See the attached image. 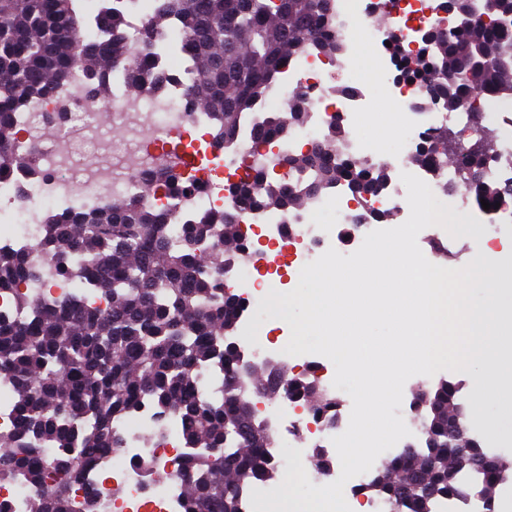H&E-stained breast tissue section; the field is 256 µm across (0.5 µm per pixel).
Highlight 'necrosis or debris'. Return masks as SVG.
I'll list each match as a JSON object with an SVG mask.
<instances>
[{
    "instance_id": "obj_1",
    "label": "necrosis or debris",
    "mask_w": 512,
    "mask_h": 512,
    "mask_svg": "<svg viewBox=\"0 0 512 512\" xmlns=\"http://www.w3.org/2000/svg\"><path fill=\"white\" fill-rule=\"evenodd\" d=\"M331 23L340 35L342 50L328 57L308 50L293 67L282 74L268 102L260 103L244 117L239 136L231 148L214 145L210 126L200 113L186 111L184 82L169 75L173 48L183 46L178 27H170L155 41L152 49L158 70L167 77L150 90L136 95L125 91L124 71L116 69L111 105L91 94L83 70H75L50 99L28 101L18 121L20 141L35 148V173H15L0 182V248L27 249L33 243V228L44 216L63 206L94 204L108 206L113 198L141 194L142 182L149 171L157 169L165 157L164 150L177 144L188 163L195 169L197 185L174 199L157 195L153 204L160 209L175 210L178 223L188 222L201 208L218 207L231 211L239 223L250 225L254 236L263 238L268 251H253V267L278 268L280 255L273 249L289 242L295 249L298 265L317 259L334 238L335 226L355 224L360 234L375 228L377 214L402 213L406 190L400 175L412 158L425 145L431 129L454 125L467 130L468 115L445 111L428 90L416 83L398 78L391 44H401L414 52L422 45L423 36L436 28L454 27L455 14L440 9L439 0H399L385 26L373 24L377 0H333ZM367 33L375 47V62L383 76L381 86H352L351 76L358 59L360 33ZM304 86L308 95L305 107L311 113L309 124L289 128L282 138L257 145L253 131L261 125L268 108L288 111L294 102V86ZM382 89L400 107L401 125L396 151L384 157L391 178L367 201H359L348 192H321L310 197L309 215L287 210L255 211L244 207L225 193L223 180L224 153L232 151L242 166L261 161L275 162L290 153L315 150L323 141L329 122H337L345 132L342 154L372 156L373 150L357 131L358 115L368 107L375 89ZM111 108L115 134L108 143V158L95 166H85L77 159L74 148L89 120L104 108ZM431 114L429 122H413V114ZM419 178L435 196H443L449 205L462 213L482 215L484 209L473 192L462 185L455 168L448 165H421ZM315 213H325L329 222L312 221ZM271 433H279L283 423H290L299 442L314 438L317 446L330 443L348 427L347 420L327 423L310 407L292 400H261L256 404ZM177 418H169L165 433L155 439L132 441L125 448L124 464H114L112 451H105L86 473L82 482L73 485V495L93 490L100 512H184L183 485L170 479L147 487L135 466L137 459L151 457L160 467H171L181 451ZM122 487L123 495H114V487Z\"/></svg>"
}]
</instances>
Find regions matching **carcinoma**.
Here are the masks:
<instances>
[{"label": "carcinoma", "instance_id": "cac0c4a2", "mask_svg": "<svg viewBox=\"0 0 512 512\" xmlns=\"http://www.w3.org/2000/svg\"><path fill=\"white\" fill-rule=\"evenodd\" d=\"M328 0H162L141 37L151 43L163 22L175 15L190 60L185 106L202 107L213 142H231L241 120L264 99L288 63L315 47L326 56L341 41L327 19ZM460 23L453 30L424 35L416 53L399 47L398 76L424 83L448 110L474 107V95H512V0H488L489 20L470 18L471 0H442ZM85 26L75 0H0V178L31 165L16 148L17 122L30 98L53 97L80 66L95 82L90 91L111 97L112 67L129 73L128 88L145 89L155 70L147 55L126 53L129 20L122 10L104 15L102 42L80 43ZM303 101L267 117L255 137L266 143L288 127L307 121ZM341 128L330 125L322 154H290L288 170L311 177L289 186L274 166H254L227 180L228 194L264 210L297 209L323 188L343 185L359 198L386 183L370 160L339 156ZM491 148L470 150L460 135L432 133L418 164L452 161L477 199L495 205L512 196V181L485 177ZM145 193L110 207L76 206L51 213L36 227L29 250L0 249V292L14 294L13 314L0 315V379L11 382L16 429L0 433V483L23 478L32 489L27 512H99L93 494L73 496L71 485L99 453L126 447L125 418L154 409L159 427L179 417L189 452L168 476L183 481L185 512H245L244 497L254 483L272 476L271 443L256 413L259 399L304 401L319 416L336 409L326 390L307 375L290 377L287 367L244 371L229 337L243 303L224 288V259L246 257V236L222 209L198 211L186 224L156 208L150 197L174 198L194 178L171 164L145 179ZM48 258L62 278L78 282L81 293L41 298V268ZM163 269L164 277L148 276ZM455 384L441 381L416 394L428 408L420 441L392 457L364 490L388 512H433L438 500L474 496L491 503L505 467L465 434ZM478 459L482 469L473 466Z\"/></svg>", "mask_w": 512, "mask_h": 512}]
</instances>
